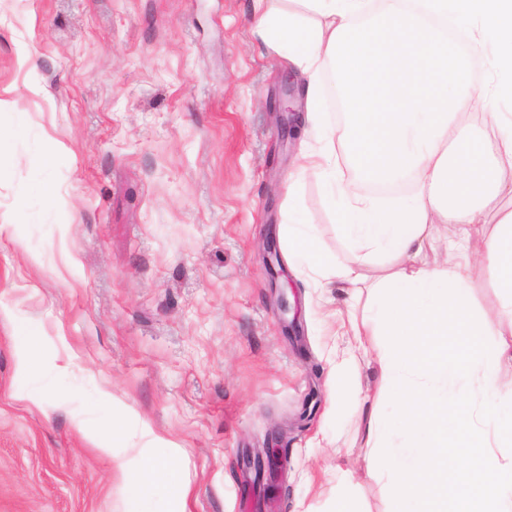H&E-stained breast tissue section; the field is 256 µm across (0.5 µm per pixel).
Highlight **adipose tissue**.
<instances>
[{"label": "adipose tissue", "mask_w": 512, "mask_h": 512, "mask_svg": "<svg viewBox=\"0 0 512 512\" xmlns=\"http://www.w3.org/2000/svg\"><path fill=\"white\" fill-rule=\"evenodd\" d=\"M274 0H252L257 29L288 52L305 76L306 120L319 136L304 164L322 170L337 217L335 230L353 251V262L323 261L315 227L292 223L293 259L314 275V287L336 281L353 290L339 324L356 348L383 357L374 320L364 307L371 290L364 272L371 260L391 262L396 275L433 281L447 272L474 288L476 258H484L512 313V208L490 216L488 204L512 201V0H298V12L280 11ZM492 54L497 72L483 95L473 92L472 52ZM334 71V92L345 112L339 133L323 129L321 75ZM480 112L483 135H466L463 118ZM374 185L406 180L409 192L391 198L362 195L342 170ZM478 196L482 206L467 205ZM458 253L451 264L423 257L439 240ZM473 420L492 447H512V383L478 365ZM128 497L142 484L160 482L170 492L168 512H189L190 486L176 466L141 448L134 467L120 466Z\"/></svg>", "instance_id": "ef3b65f1"}]
</instances>
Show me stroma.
Instances as JSON below:
<instances>
[{
	"label": "stroma",
	"mask_w": 512,
	"mask_h": 512,
	"mask_svg": "<svg viewBox=\"0 0 512 512\" xmlns=\"http://www.w3.org/2000/svg\"><path fill=\"white\" fill-rule=\"evenodd\" d=\"M293 71L251 0H0V303L15 315L0 318V512H165L161 488L130 500L117 478L146 428L189 481L190 512H255L240 458L274 434L277 512H333L340 471L357 512H387L365 446L391 411L379 367L334 371L349 291L310 288L289 259L298 215L328 261L349 259L321 177L300 167L317 139L283 138L270 111ZM271 234L276 283L259 250ZM493 279L478 267L474 310L512 344Z\"/></svg>",
	"instance_id": "stroma-1"
}]
</instances>
